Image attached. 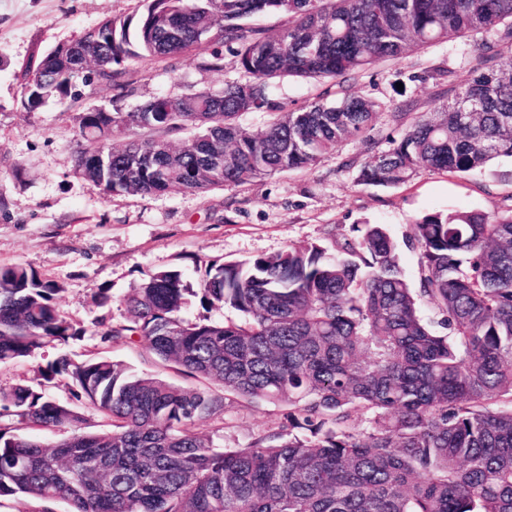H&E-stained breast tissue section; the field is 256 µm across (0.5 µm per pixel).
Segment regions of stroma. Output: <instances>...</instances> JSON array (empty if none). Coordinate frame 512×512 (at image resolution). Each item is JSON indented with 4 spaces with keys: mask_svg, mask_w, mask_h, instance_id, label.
Returning <instances> with one entry per match:
<instances>
[{
    "mask_svg": "<svg viewBox=\"0 0 512 512\" xmlns=\"http://www.w3.org/2000/svg\"><path fill=\"white\" fill-rule=\"evenodd\" d=\"M145 0H0V267L22 265L63 285L62 316L83 336L0 365V389L35 386L40 371L59 355L80 361L104 355L132 371L192 389L197 380L161 367L144 343H105L98 322L123 320L125 296L147 272L175 268L198 285L209 260L240 261L291 247L348 238L356 224H383L403 238L419 216L443 211L493 212L512 199V158H497L480 172L453 176L421 171L395 188L355 181L364 156L343 145L316 167L255 179L204 193L172 190L159 196L105 195L79 173V115L94 108L128 112L159 96L216 91L243 80L232 56L220 73L204 69L208 45L173 59L131 60L125 87L98 85L76 103L48 101L23 108L22 68L40 52L71 43L104 18L138 19ZM475 36H459L379 63L353 84L360 96L384 103L373 135L378 149L402 128L393 107L413 103L430 112L451 100L484 59ZM334 81L274 80L270 96L297 109L317 98L334 99ZM111 299L97 304L96 289ZM284 403L251 402L226 395L221 419L199 427L212 447L245 448L286 421Z\"/></svg>",
    "mask_w": 512,
    "mask_h": 512,
    "instance_id": "1",
    "label": "stroma"
}]
</instances>
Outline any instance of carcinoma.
Here are the masks:
<instances>
[{
  "instance_id": "obj_1",
  "label": "carcinoma",
  "mask_w": 512,
  "mask_h": 512,
  "mask_svg": "<svg viewBox=\"0 0 512 512\" xmlns=\"http://www.w3.org/2000/svg\"><path fill=\"white\" fill-rule=\"evenodd\" d=\"M135 28L107 18L23 73L22 105L63 102L82 88L120 85L126 58L172 59L202 41L231 48L249 79L163 96L142 112H83L77 168L104 194L203 192L309 169L345 143L368 158L360 185L392 188L421 170L474 173L512 157V0H146ZM288 17L266 36L243 21ZM481 34L486 64L431 112H417L378 152L382 104L351 92L381 61L455 35ZM94 79L77 73L82 53ZM333 79L334 102L299 110L271 102L268 81ZM266 111L254 133L245 112ZM194 130L176 145L169 136ZM332 244L310 243L246 261H210L198 288L156 270L124 299L125 320L102 342L142 340L174 365L246 400L288 404V428L247 448L217 451L195 428L224 414V397L132 372L120 361L63 354L44 380L105 428L43 389L0 390V498L63 501L70 512H512V204L493 213L431 212L404 245L419 252L411 285L383 224H357ZM61 286L22 265L0 268V364L84 330L54 303ZM222 322L186 316L189 298ZM440 315L427 322L423 304ZM371 418L361 427L362 414ZM52 430L44 443L27 430ZM67 382L68 380L66 378L58 377L54 381V384H52L51 387H48L50 394L58 400L70 402L73 406H75L77 411L80 412L86 419V426H88L87 430L96 431L104 428L102 426L103 420L100 414L93 407L86 404L77 403L75 401L73 402L71 400Z\"/></svg>"
}]
</instances>
